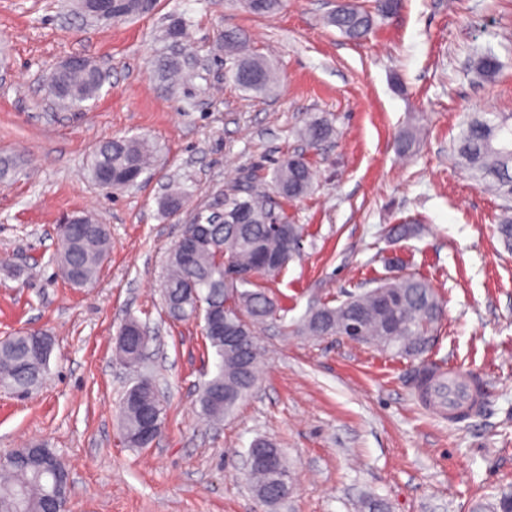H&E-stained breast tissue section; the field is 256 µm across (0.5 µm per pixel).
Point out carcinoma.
I'll return each mask as SVG.
<instances>
[{"label":"carcinoma","mask_w":512,"mask_h":512,"mask_svg":"<svg viewBox=\"0 0 512 512\" xmlns=\"http://www.w3.org/2000/svg\"><path fill=\"white\" fill-rule=\"evenodd\" d=\"M281 0H243L244 7L254 15H267L278 9ZM122 17L142 16L155 7V0H117ZM400 7L399 0H375L374 10L367 11L341 0L329 15L328 24L336 27L352 41L363 39L377 17L387 18ZM224 50L232 60L233 82L245 93L267 94L274 90L278 78L266 62L242 52L241 34L224 33ZM471 68L480 80H490L499 72L500 64L492 51L473 59ZM106 81L92 71L73 72L63 77L67 104L76 108L96 99ZM334 133L332 125L322 116L310 115L299 129L300 139L314 147ZM453 153L460 166L475 184L504 201L497 217L496 233L503 244L512 247V113L475 112L463 123L453 141ZM149 156L147 141L140 138L106 139L92 153L90 175L98 167H110L116 175L145 169ZM314 171L301 154H286L277 161L272 185L285 200L306 196L313 187ZM235 217L225 224H209L208 210H196L193 220L184 225L188 234L196 231L206 238L198 246L190 262L171 251L163 292L184 288L196 289V295L181 301L180 320L193 318L196 304L206 311L232 301L249 323L250 334L275 310L276 304L265 288L257 282H239L236 273L256 272L259 278H272L284 270L295 257L284 238L271 225H288L289 237H302L301 227L288 223V216L277 209L266 190L254 186L233 187L224 193V212ZM69 244L61 261L77 276L92 280L107 253V236L94 224H84L80 232L68 233ZM443 314L441 301L425 279L406 275L384 278L372 289L350 293L335 306L322 304L295 327L304 336L323 338L346 332L355 322L363 341L385 351L406 357H420L430 347L434 330ZM217 362L204 382L199 397L201 415L221 421L233 414L249 388L261 374V350L257 340L246 345L236 356L224 349V340L205 336ZM31 337L17 334L0 341V386L25 394L41 383L49 366L52 349L43 350L38 358L30 355ZM226 389L239 392V397L216 401L213 395ZM164 414V406L154 394L130 387L121 404L124 432L136 433L147 410ZM59 490L55 475L33 462L26 467H0V512H42L43 500Z\"/></svg>","instance_id":"cac0c4a2"}]
</instances>
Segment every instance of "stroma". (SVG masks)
I'll list each match as a JSON object with an SVG mask.
<instances>
[{"instance_id": "35a3bbf8", "label": "stroma", "mask_w": 512, "mask_h": 512, "mask_svg": "<svg viewBox=\"0 0 512 512\" xmlns=\"http://www.w3.org/2000/svg\"><path fill=\"white\" fill-rule=\"evenodd\" d=\"M336 0H282L268 16L241 0H157L152 14L92 22L72 0H0V340L38 329L54 349L42 385L26 396L0 387V456L42 442L72 475L69 512H268L244 473L258 438L282 448L296 484L275 512H359L364 497L389 512H480L512 493V250L494 234L502 206L457 164L450 145L474 112L512 113V0H402L353 42L326 22ZM186 21L191 81L160 79L177 48L171 20ZM245 33L253 56L278 75L254 96L229 79L224 32ZM494 52L498 75L477 80L474 56ZM79 54L108 72L97 99L76 110L51 102L56 65ZM335 135L311 147L307 113ZM418 128L407 158L400 131ZM147 138L150 167L127 188L104 191L88 172L105 138ZM304 153L313 189L283 201L303 229L299 256L265 288L282 306L256 337L265 370L234 415H198L215 359L197 321L171 318L160 290L166 259L197 207L235 182L270 180L277 161ZM177 184L174 214L161 199ZM92 214L110 233V256L76 288L54 257L65 217ZM394 224L420 225L391 239ZM401 273L427 279L443 315L423 357L405 358L341 336L291 332L312 304H338L360 285ZM153 338L140 371L116 354L127 320ZM423 367L484 378V405L456 424L418 406ZM164 399V429L145 448L123 437L120 402L137 373Z\"/></svg>"}]
</instances>
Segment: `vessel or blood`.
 Segmentation results:
<instances>
[{
	"mask_svg": "<svg viewBox=\"0 0 512 512\" xmlns=\"http://www.w3.org/2000/svg\"><path fill=\"white\" fill-rule=\"evenodd\" d=\"M414 389L422 408L438 411L452 422L464 421L476 412L484 395L479 376L456 368L418 376Z\"/></svg>",
	"mask_w": 512,
	"mask_h": 512,
	"instance_id": "vessel-or-blood-1",
	"label": "vessel or blood"
}]
</instances>
